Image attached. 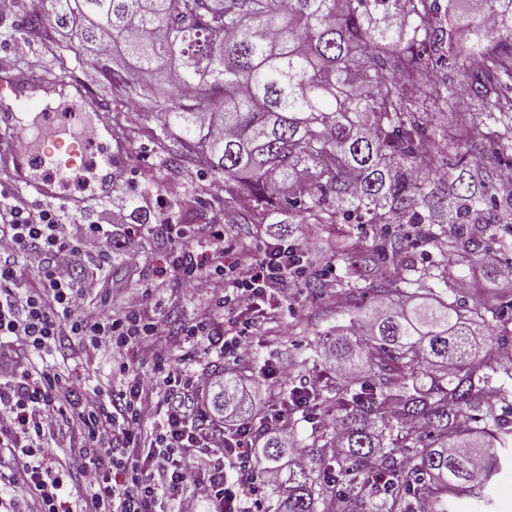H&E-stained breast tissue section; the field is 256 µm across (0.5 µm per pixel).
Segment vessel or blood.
I'll use <instances>...</instances> for the list:
<instances>
[{"instance_id":"vessel-or-blood-1","label":"vessel or blood","mask_w":512,"mask_h":512,"mask_svg":"<svg viewBox=\"0 0 512 512\" xmlns=\"http://www.w3.org/2000/svg\"><path fill=\"white\" fill-rule=\"evenodd\" d=\"M45 73L15 71L9 65L0 66V95L20 88L35 89L46 81ZM84 91L73 96L66 112H48L44 115L41 133L29 131L19 120V110L36 107L34 99H16V111L0 114V194H25L41 203L61 202L71 212H83L94 204L110 200L112 188V148L102 145L91 148L89 143L66 132L64 125L79 119L91 105ZM44 170L42 177L29 174L32 167ZM86 168L102 172V187L91 196L64 195L60 186L68 176Z\"/></svg>"}]
</instances>
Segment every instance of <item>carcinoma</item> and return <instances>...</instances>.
I'll list each match as a JSON object with an SVG mask.
<instances>
[{
  "label": "carcinoma",
  "mask_w": 512,
  "mask_h": 512,
  "mask_svg": "<svg viewBox=\"0 0 512 512\" xmlns=\"http://www.w3.org/2000/svg\"><path fill=\"white\" fill-rule=\"evenodd\" d=\"M448 20L439 0H48L58 28L97 51L113 94L164 114V132L201 171L224 174L230 224H412L469 261L506 246L512 190V0H474ZM485 104L474 137L461 89ZM216 113L224 133L205 121ZM440 112L446 126L433 125ZM248 190L251 209L233 206ZM336 260L359 264L336 240ZM376 303L350 318L355 343L319 340L357 372L309 395L331 414L300 448L250 414L224 377L214 407L247 415L272 472L267 512H437L451 486L489 502L512 401L496 352L478 358L469 317L505 341L512 303L464 309L458 290L413 302L411 280L370 257ZM336 448V455L329 453Z\"/></svg>",
  "instance_id": "carcinoma-1"
}]
</instances>
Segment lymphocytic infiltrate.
Instances as JSON below:
<instances>
[{
	"label": "lymphocytic infiltrate",
	"mask_w": 512,
	"mask_h": 512,
	"mask_svg": "<svg viewBox=\"0 0 512 512\" xmlns=\"http://www.w3.org/2000/svg\"><path fill=\"white\" fill-rule=\"evenodd\" d=\"M115 211L97 224H63L57 207L21 195L0 199V512H252L257 481L250 422L210 418L204 407L215 371L191 368L192 355L246 358L252 323L268 316L271 285L304 278L310 266L295 244L280 239L244 253L225 269L224 229L215 225L206 267L184 225H172L179 249L172 269L185 283L183 300L209 299L173 342L156 308L103 309L79 260L120 252L128 266L141 255L130 238H112ZM38 285H23L22 267ZM108 355L110 373L93 392L65 366L47 363L64 340ZM137 345L151 374L124 359ZM21 349L25 358L5 362Z\"/></svg>",
	"instance_id": "obj_1"
}]
</instances>
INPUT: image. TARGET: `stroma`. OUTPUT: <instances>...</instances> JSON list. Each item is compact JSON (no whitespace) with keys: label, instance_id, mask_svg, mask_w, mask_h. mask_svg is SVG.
Here are the masks:
<instances>
[{"label":"stroma","instance_id":"stroma-1","mask_svg":"<svg viewBox=\"0 0 512 512\" xmlns=\"http://www.w3.org/2000/svg\"><path fill=\"white\" fill-rule=\"evenodd\" d=\"M29 35L28 53L40 58L42 71L63 73L84 84L101 101L103 112L119 117L129 143L130 168L135 181L151 176L158 188L145 204L149 224H141L139 215L128 217L124 232L133 234L141 252L138 266L128 267L120 259H111L104 267L105 285L111 290L113 304L136 300L147 305L160 304L172 331L199 307L206 297L192 301L179 297L181 281L172 269L176 242L161 221L169 211L171 195H178L190 212V230L205 231L207 225L224 223V194L219 187L224 176L198 171L186 163L174 168L165 161L177 144L164 136L155 113L131 111L126 100L112 93L111 82L92 63L89 51L72 46L68 37L59 35L53 19L48 16L42 0H18L14 13L0 16V62H16L13 49L16 37ZM293 236L305 241L316 260L307 281L293 283L287 292H270L271 305L278 308V320H265L253 328L249 339L253 351L249 358L197 360L200 368L231 374L238 382L251 386L256 405H263L268 382L263 377L267 366H284L288 380L297 384L305 378L318 376L329 385L337 381L336 369L316 353L319 334L348 324L356 307L345 295L340 281L345 275L343 263L329 264L328 248L336 242V228L329 224H297ZM356 253L374 256L390 274L405 275L406 264L428 263L439 258L438 250L421 245L414 228H407L400 259H393L385 249V229L379 224L350 225ZM273 224H235L227 231L224 242V263L234 265L240 254L257 251L265 240L277 235ZM451 282L466 284L464 299L476 294H490L502 301L512 300V251L495 250L493 255L478 256L465 266L449 265ZM329 276L334 285L314 291L311 281ZM500 468L490 481V504L476 502L468 492L455 491L448 498V512H512V448L499 449Z\"/></svg>","mask_w":512,"mask_h":512}]
</instances>
